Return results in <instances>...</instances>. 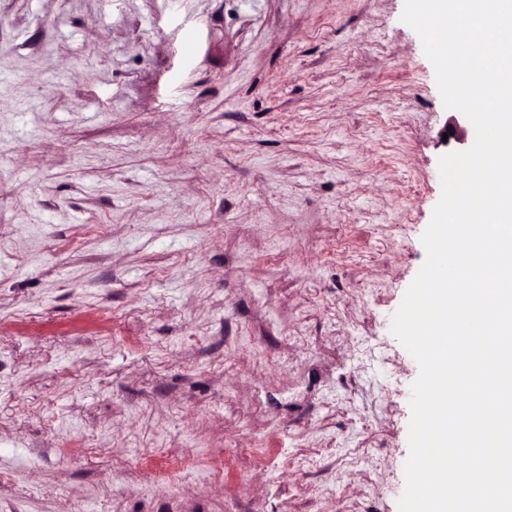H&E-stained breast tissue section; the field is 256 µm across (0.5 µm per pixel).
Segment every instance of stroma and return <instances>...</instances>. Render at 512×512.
I'll use <instances>...</instances> for the list:
<instances>
[{
  "mask_svg": "<svg viewBox=\"0 0 512 512\" xmlns=\"http://www.w3.org/2000/svg\"><path fill=\"white\" fill-rule=\"evenodd\" d=\"M404 5L0 0V512H399L458 148Z\"/></svg>",
  "mask_w": 512,
  "mask_h": 512,
  "instance_id": "stroma-1",
  "label": "stroma"
}]
</instances>
